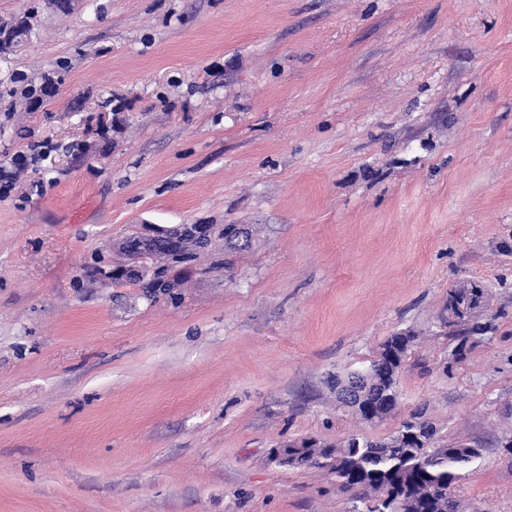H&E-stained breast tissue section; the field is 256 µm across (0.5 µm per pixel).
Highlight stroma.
Masks as SVG:
<instances>
[{
	"mask_svg": "<svg viewBox=\"0 0 512 512\" xmlns=\"http://www.w3.org/2000/svg\"><path fill=\"white\" fill-rule=\"evenodd\" d=\"M0 512H351L275 452L415 410L512 512V0H0ZM52 84L40 100L24 83ZM143 224H242L184 299L90 275ZM479 283L463 359L436 324ZM419 339L371 425L331 377ZM16 153L8 159L0 161V194L4 195L12 190L14 178L18 171L36 163L43 153Z\"/></svg>",
	"mask_w": 512,
	"mask_h": 512,
	"instance_id": "1",
	"label": "stroma"
}]
</instances>
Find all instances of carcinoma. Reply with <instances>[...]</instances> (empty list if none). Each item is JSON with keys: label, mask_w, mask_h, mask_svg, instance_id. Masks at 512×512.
I'll return each instance as SVG.
<instances>
[{"label": "carcinoma", "mask_w": 512, "mask_h": 512, "mask_svg": "<svg viewBox=\"0 0 512 512\" xmlns=\"http://www.w3.org/2000/svg\"><path fill=\"white\" fill-rule=\"evenodd\" d=\"M418 336L412 332L389 337L363 369L366 375L359 413L370 407L383 421L398 408L399 374ZM282 450L291 466L311 465L365 490L360 501L367 512H466L465 505H448V484L459 483L482 458L483 448L465 441H443L436 426L413 413L388 437L374 441L352 434L336 444L312 438L293 441Z\"/></svg>", "instance_id": "1"}]
</instances>
